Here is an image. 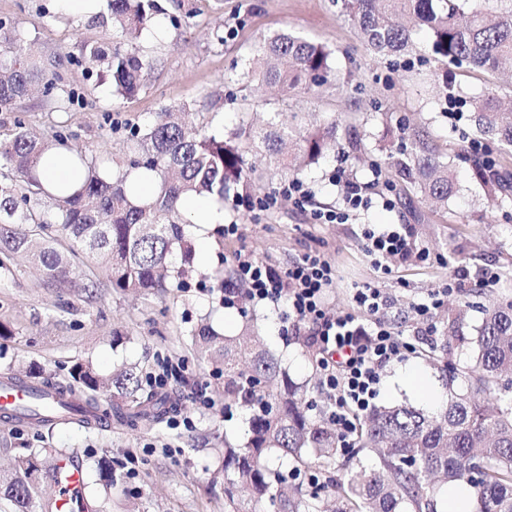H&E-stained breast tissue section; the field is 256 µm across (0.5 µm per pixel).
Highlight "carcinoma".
Returning <instances> with one entry per match:
<instances>
[{"label": "carcinoma", "mask_w": 512, "mask_h": 512, "mask_svg": "<svg viewBox=\"0 0 512 512\" xmlns=\"http://www.w3.org/2000/svg\"><path fill=\"white\" fill-rule=\"evenodd\" d=\"M112 26L119 39L112 46L85 43L81 62L89 70L104 64L113 92L132 98L150 62L130 51L153 23L154 0H111ZM342 14L357 29L362 43L380 57L414 52V31L429 30L427 51L448 84V67H466L488 75L512 65V0H483L485 9L467 8L471 0H340ZM19 38L0 22V111L7 112L28 97L36 84L53 95L41 57L19 52ZM332 51L291 32L259 41L245 63L241 80L280 87L283 94L329 86L338 80ZM165 109L154 121L134 132L126 167L154 175L157 188L141 199L121 170L106 173L72 149L57 132L50 140L30 137L22 124L0 137V268L26 257L40 265L42 283L60 288L69 280L80 255L92 257L107 272L120 294L158 295L171 284L181 287L193 261L184 233L181 201L189 196L233 198L250 205L266 192L275 177L302 172L319 163L340 144V123L331 118L309 123L295 112L288 122L281 112H268L262 123L242 122L221 133L187 131L182 111ZM474 136L512 152V109L493 94L472 100ZM72 153L84 168L80 188L69 192L66 182L47 190L38 165L52 149ZM268 157L266 172L247 162L254 151ZM391 164L400 177L423 196L448 204L456 183L448 166V151L422 130L401 139ZM474 176L487 200L505 205L512 186L495 176L486 162L473 161ZM68 241L60 249L55 238ZM180 252V266L172 264ZM235 336L208 325L194 336L202 357L224 373V399L251 410L248 432L238 446L224 445L225 512H260L269 500L277 512H326L322 493L330 494L332 512H438L440 487L464 484L471 489V512H512V300L483 309L481 325L470 339L471 363L464 371L469 389L451 394L436 415L409 404L377 406L361 419L354 436L359 448H372L376 469L357 463L336 468V434L322 416L307 413L302 387L292 382L277 356L257 344L258 332L247 312ZM461 315L448 320L434 349L447 351L448 335H456ZM80 388L77 400L68 388L46 381L27 385L33 403L15 419L46 425L76 422L98 426L112 419L136 429L140 423L162 421L165 400L142 382V370L125 366L110 376L91 363H76L71 371ZM273 456L293 463L292 472L338 469L328 482L307 492L288 475L269 466ZM36 455L14 456L13 472L0 474V512H51L52 498L39 483L54 484L58 467L41 470Z\"/></svg>", "instance_id": "obj_1"}]
</instances>
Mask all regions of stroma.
<instances>
[{"label":"stroma","instance_id":"1","mask_svg":"<svg viewBox=\"0 0 512 512\" xmlns=\"http://www.w3.org/2000/svg\"><path fill=\"white\" fill-rule=\"evenodd\" d=\"M156 3V23L163 34L144 31L134 44V51L152 66L138 94L124 99L113 96L105 69L89 70L80 61L83 43L108 46L117 39L109 0H99L92 15L69 11L63 0H0V21L37 52L56 58L57 90L72 96L62 109L54 97L35 92L11 111L0 112V134H10L18 120L45 139L63 130L88 159L122 167L130 127L146 126L157 112L190 101L194 107L188 123L219 132L248 120L250 113L275 107L317 112L324 118L336 115L353 136L364 139L367 150L358 162L341 148L330 149L305 171L302 179L312 195L308 207L298 208L282 197L269 209L248 210L227 200L223 223L185 224L195 249L193 270L186 287L160 296L116 293L103 276L94 292H87L80 268L62 290L42 287L38 271L29 264L18 261L0 269V323L11 331L0 339V374L66 384L72 365L84 361L107 376L125 363L139 364L148 377L157 374L163 358L182 366L159 390L170 413L149 430L114 422L98 428L36 427L0 414V469L9 468L15 449H44L50 464L58 452L73 457L102 512H224V481L216 471L223 466L225 443L244 441L250 412L225 401L223 376L192 345L188 333L200 319L209 318L217 330L230 335L239 328L241 311L254 314L265 345L291 379L305 385L307 399L319 410L330 402L320 384L314 348L306 336L283 330L285 304L254 301L243 290L233 303H225L220 283L233 280L236 253L280 267L306 253L320 254L336 268V280L325 296L332 315L351 310L356 287L378 283L396 331L414 338L417 350L383 369L374 403L440 411L451 390L465 387L466 381L459 377L447 382L430 361L435 339L426 334L412 306L431 289L447 288L435 322L446 323L449 315L464 310L462 337L448 339L449 362L464 369L482 307L512 299V205H490L470 164L458 160L452 167L457 191L447 206L406 190L388 164L386 131L402 118L407 125L428 128L436 143L452 151L468 149L473 140L470 96L489 89L502 101L512 100V80L460 71L449 74L442 86L424 53L377 57L343 20L335 0ZM282 30L329 47L339 85L282 99L274 91L242 83L241 66L259 40ZM340 169L366 184L371 203L347 223H317L314 210L343 204L342 187L333 179ZM228 224L238 225L237 238L225 239ZM400 226L428 249L431 261L397 263L390 276L380 277L365 251L364 232ZM487 268L500 275L490 288L480 284ZM412 370L426 375V387L406 383L405 375ZM201 389L206 392L202 400L197 397ZM186 418L191 421L187 428L181 425ZM103 465L116 478L112 486L99 479Z\"/></svg>","mask_w":512,"mask_h":512}]
</instances>
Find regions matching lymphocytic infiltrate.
Segmentation results:
<instances>
[{"instance_id": "obj_1", "label": "lymphocytic infiltrate", "mask_w": 512, "mask_h": 512, "mask_svg": "<svg viewBox=\"0 0 512 512\" xmlns=\"http://www.w3.org/2000/svg\"><path fill=\"white\" fill-rule=\"evenodd\" d=\"M364 238L368 256L385 276L392 272L391 261L423 262L429 257L425 248L397 229L368 230ZM334 280V266L317 254L304 255L282 269L241 252L235 258V280L225 285L224 294L231 299L243 289L255 300L283 301L293 327L311 323L310 342L317 350L321 385L333 399L327 417L345 449L378 393L381 369L405 358L414 346L380 319L386 300L378 284L356 289L354 311L328 315L323 299Z\"/></svg>"}]
</instances>
